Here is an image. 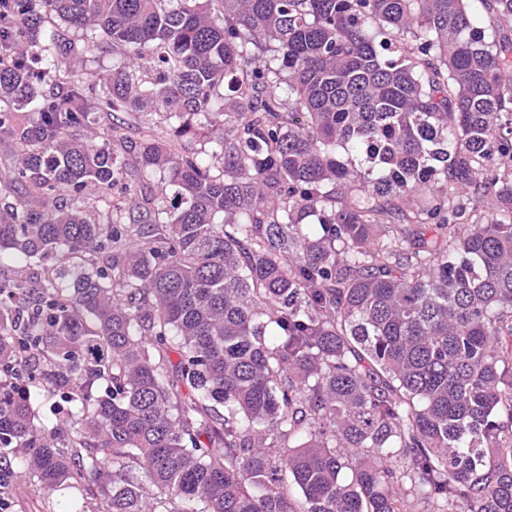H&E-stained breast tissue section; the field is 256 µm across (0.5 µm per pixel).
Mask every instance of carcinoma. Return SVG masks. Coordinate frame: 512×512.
Wrapping results in <instances>:
<instances>
[{
	"mask_svg": "<svg viewBox=\"0 0 512 512\" xmlns=\"http://www.w3.org/2000/svg\"><path fill=\"white\" fill-rule=\"evenodd\" d=\"M0 102V501L512 512V0H0Z\"/></svg>",
	"mask_w": 512,
	"mask_h": 512,
	"instance_id": "obj_1",
	"label": "carcinoma"
}]
</instances>
